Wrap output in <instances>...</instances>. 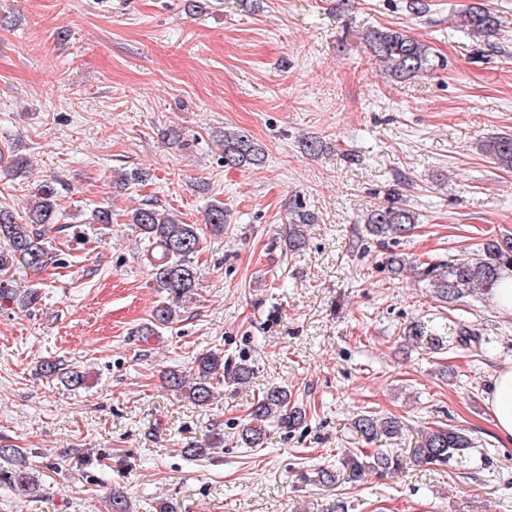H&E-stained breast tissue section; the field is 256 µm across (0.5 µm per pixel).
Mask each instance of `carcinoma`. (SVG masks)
Here are the masks:
<instances>
[{
    "label": "carcinoma",
    "instance_id": "obj_1",
    "mask_svg": "<svg viewBox=\"0 0 512 512\" xmlns=\"http://www.w3.org/2000/svg\"><path fill=\"white\" fill-rule=\"evenodd\" d=\"M458 27L465 34L489 38L498 30V19L481 0L472 2L458 14ZM373 57L383 63L388 75L403 82L433 68L430 51L426 44L406 32L394 28L371 31L366 38ZM224 164L236 167H258L265 162V152L247 133L236 130L224 131ZM482 149L501 168L512 169V135L489 136L483 140ZM57 196L50 186L43 185L19 216L10 208L0 207V271L42 269L47 265L49 248L45 227L60 221ZM317 222L314 212L299 201L290 210L285 240L288 251L293 252L305 242L304 226ZM226 215L224 203L216 201L207 211L206 226L215 235L224 232ZM417 223L416 213L405 208L400 194H390L388 204L376 208L364 218L368 234L381 242L395 239L409 232ZM131 225L147 244L152 279L163 298L152 313L147 332H155L161 326L173 323L180 316L182 303L196 295L200 275L193 264L194 255L200 251L202 229L195 224H185L170 213L146 205L137 208L131 216ZM512 268V234L491 237L480 244L474 254L452 259L446 263L429 264L419 271L429 280L433 293L439 300L453 302L479 288L490 295L498 287L501 275ZM40 300L36 288H17L11 280L0 279V304L14 303L29 308ZM253 369L247 361L234 362L224 358L221 352H203L195 357V378L186 379L177 370L166 374L169 390L197 406L206 404L213 395L214 384L229 382L245 384ZM40 375L58 378L69 387L85 386V373L72 367L62 368L55 360L40 364ZM306 412L292 403L288 391L270 387L254 400L248 421L241 430L242 439L250 448L263 445L266 425L275 424L289 432L300 427ZM355 429L369 441L383 438L394 441L403 435V426L395 417L364 415L355 422ZM471 438L462 430L441 426L425 434L413 448L412 457L422 465H443L456 456H463L471 448ZM24 451L9 444L0 445V481H4L21 495L36 491L33 477L23 468ZM400 454L392 448H380L371 455V461L363 462L348 452L342 458V469L349 483L361 481L365 470L382 471L400 468Z\"/></svg>",
    "mask_w": 512,
    "mask_h": 512
}]
</instances>
